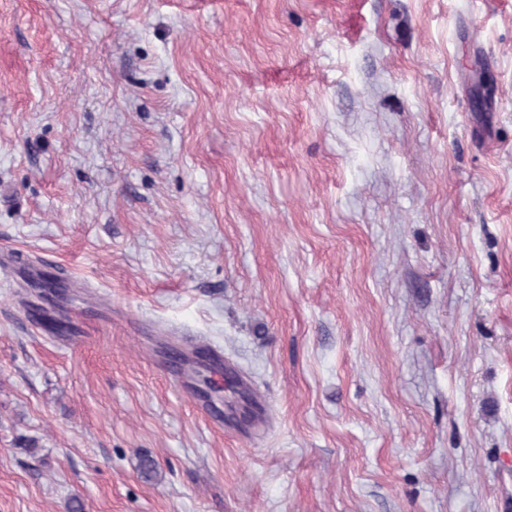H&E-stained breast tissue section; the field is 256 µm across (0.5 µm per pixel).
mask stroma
<instances>
[{
	"mask_svg": "<svg viewBox=\"0 0 512 512\" xmlns=\"http://www.w3.org/2000/svg\"><path fill=\"white\" fill-rule=\"evenodd\" d=\"M77 505L512 512V0H0V512Z\"/></svg>",
	"mask_w": 512,
	"mask_h": 512,
	"instance_id": "obj_1",
	"label": "stroma"
}]
</instances>
